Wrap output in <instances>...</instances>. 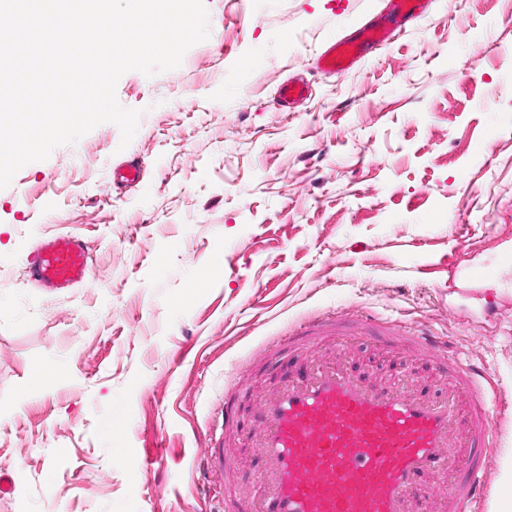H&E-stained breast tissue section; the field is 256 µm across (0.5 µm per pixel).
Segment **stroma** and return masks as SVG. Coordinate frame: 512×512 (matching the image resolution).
<instances>
[{
    "label": "stroma",
    "instance_id": "1",
    "mask_svg": "<svg viewBox=\"0 0 512 512\" xmlns=\"http://www.w3.org/2000/svg\"><path fill=\"white\" fill-rule=\"evenodd\" d=\"M205 4L209 37L178 68L119 79L120 104L142 112L128 147L104 123L0 189V470L15 482L0 512H221L200 467L214 406L233 394L246 418L287 381L300 356L262 351L317 312L446 337L512 414V0H430L342 74L313 57L384 0ZM298 74L310 99L280 107ZM132 156L145 178L116 189L112 166ZM58 232L87 242L94 287L26 282V255ZM214 266L223 279L188 292ZM332 350L380 384L448 387L367 336ZM113 412L126 430L109 440ZM487 452L496 512L512 426ZM224 454L253 496L262 462L231 426Z\"/></svg>",
    "mask_w": 512,
    "mask_h": 512
}]
</instances>
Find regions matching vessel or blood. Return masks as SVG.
<instances>
[{
	"label": "vessel or blood",
	"instance_id": "b4317fda",
	"mask_svg": "<svg viewBox=\"0 0 512 512\" xmlns=\"http://www.w3.org/2000/svg\"><path fill=\"white\" fill-rule=\"evenodd\" d=\"M425 14L423 0H387L379 17L329 38L314 58L317 69L346 72ZM309 86L291 78L279 88L281 105L307 99ZM27 278L49 293L93 284L89 248L81 237L41 238L26 257ZM339 336H369L387 353L413 348L448 375V389L430 395L406 382L379 385L355 374L344 358L319 349ZM292 348L302 370L255 402L242 437L263 461L260 493L236 512H473L484 501L494 417L470 369L448 360L447 341L409 332L395 322L325 312L289 328L270 347ZM204 478L223 488L229 460L212 438ZM444 477L439 496L427 480Z\"/></svg>",
	"mask_w": 512,
	"mask_h": 512
}]
</instances>
